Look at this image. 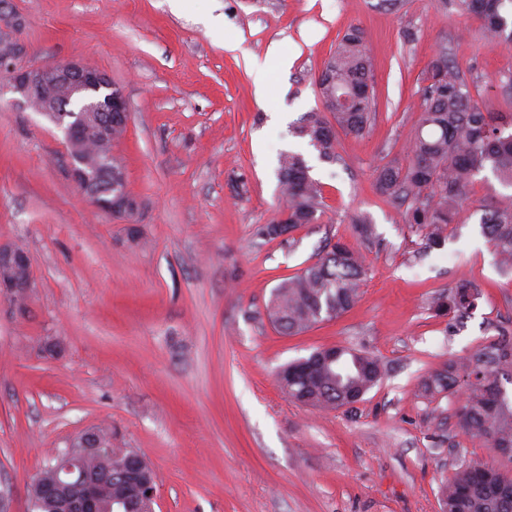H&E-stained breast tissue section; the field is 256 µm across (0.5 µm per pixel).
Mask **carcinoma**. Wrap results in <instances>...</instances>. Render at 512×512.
<instances>
[{"mask_svg": "<svg viewBox=\"0 0 512 512\" xmlns=\"http://www.w3.org/2000/svg\"><path fill=\"white\" fill-rule=\"evenodd\" d=\"M458 8L480 17L486 34L512 47V0H457ZM372 61L363 34L348 31L325 64L319 87L325 112H305L290 125V133L304 140L323 161L336 162V135L325 113L347 133L361 134L375 112L374 96L361 94L369 84ZM431 83L413 136L412 160L407 167L388 162L379 172L380 193L408 204L405 219L424 230L423 248L442 245L448 225L454 223L466 184L489 169L512 187V114L488 112L475 99L463 76L442 58L430 66ZM278 176L286 202L281 217L259 228V234L276 239L304 224H314L322 211L320 182L310 175L302 154L284 151L278 159ZM483 232L500 268L512 271V204L487 210ZM363 255L336 242L314 263L283 279L274 289L266 312L285 336L342 316L357 302L365 276ZM479 292L461 284L438 298L439 314H466L477 307ZM298 360L284 366L288 380L284 392L321 409L351 407L383 375L379 360L369 354L336 350V361ZM512 339L503 337L452 361L424 383L426 391L463 390L465 401L457 410L460 426L472 438L499 449L512 448ZM127 449L104 441L94 469L108 468L112 496H125L129 512H141L138 499L125 494L126 478L120 457ZM443 512H512V473L489 465L456 469L441 491Z\"/></svg>", "mask_w": 512, "mask_h": 512, "instance_id": "1", "label": "carcinoma"}]
</instances>
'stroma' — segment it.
Listing matches in <instances>:
<instances>
[{
  "label": "stroma",
  "instance_id": "35a3bbf8",
  "mask_svg": "<svg viewBox=\"0 0 512 512\" xmlns=\"http://www.w3.org/2000/svg\"><path fill=\"white\" fill-rule=\"evenodd\" d=\"M34 64L88 58L125 96L114 147L135 220L92 206L71 182L62 133L0 104V242L27 252L25 310L0 298V490L29 512L30 488L76 434L98 427L157 475L156 512H441L463 464L512 469L458 424V393L425 377L512 332V275L494 265L485 209L512 202L491 171L465 189L443 248L380 194L407 163L429 68L446 57L480 104L512 113V47L455 0H12ZM372 54L376 117L336 134L340 162L289 132L323 110L318 76L350 27ZM268 92L256 99L253 62ZM304 155L323 187L317 223L269 240L284 194L278 155ZM367 215L371 239L353 219ZM368 267L355 307L281 335L273 289L325 243ZM467 316L436 315L456 286ZM370 354L381 381L355 408L290 401L278 370L320 347ZM479 292L476 288L461 284L457 286L448 296L438 298L434 308L439 314L455 313L456 315L466 314L477 307Z\"/></svg>",
  "mask_w": 512,
  "mask_h": 512
}]
</instances>
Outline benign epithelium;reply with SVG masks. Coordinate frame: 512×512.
<instances>
[{
	"label": "benign epithelium",
	"mask_w": 512,
	"mask_h": 512,
	"mask_svg": "<svg viewBox=\"0 0 512 512\" xmlns=\"http://www.w3.org/2000/svg\"><path fill=\"white\" fill-rule=\"evenodd\" d=\"M24 17L10 0L0 4V96L12 94L11 104L35 112L63 127L67 141L68 175L75 187L97 209L122 219L138 213L136 197L112 198V152L117 140L112 126L127 127L128 102L114 89L108 75L86 58L49 65L25 63L27 48L21 38ZM107 146L106 159L83 149L88 140ZM29 258L7 244H0V295L18 309L30 299L34 280ZM103 433L98 428L75 436L68 448L56 456L54 475L35 480L31 491L33 512L43 502L55 505L56 512H97L100 501L112 497V488L103 486L92 474L90 462L99 454ZM146 460L131 451L123 468L129 493L145 503L144 512H156V480L141 476Z\"/></svg>",
	"instance_id": "1"
}]
</instances>
